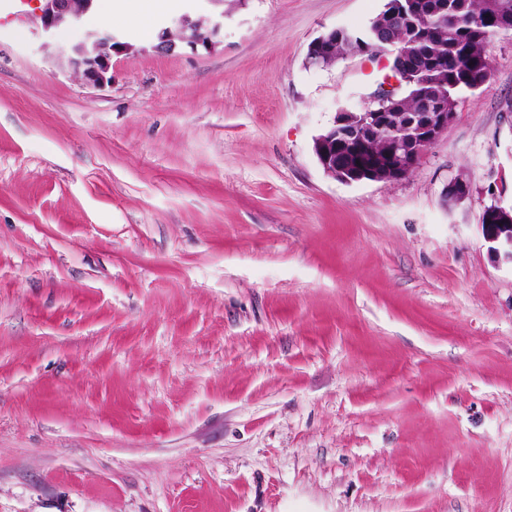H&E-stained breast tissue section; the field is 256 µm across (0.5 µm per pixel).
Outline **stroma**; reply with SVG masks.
Instances as JSON below:
<instances>
[{"label":"stroma","mask_w":512,"mask_h":512,"mask_svg":"<svg viewBox=\"0 0 512 512\" xmlns=\"http://www.w3.org/2000/svg\"><path fill=\"white\" fill-rule=\"evenodd\" d=\"M125 17L87 86L0 24V512H512V34L405 179L347 184L315 137L382 63L307 65L385 0H208ZM458 177L466 198L446 201ZM222 22L217 19L203 24V21L194 19L189 14L182 15L176 22V28L181 31L179 39H184L192 47L207 48L212 45L224 27V11L221 13ZM505 208L493 207L490 209L486 216V222L483 224L481 219L480 226L485 240L495 245L492 250L497 255L503 251L504 256L512 262V221H510V217L509 224H489L495 217L501 215ZM506 209L512 210V207Z\"/></svg>","instance_id":"35a3bbf8"}]
</instances>
